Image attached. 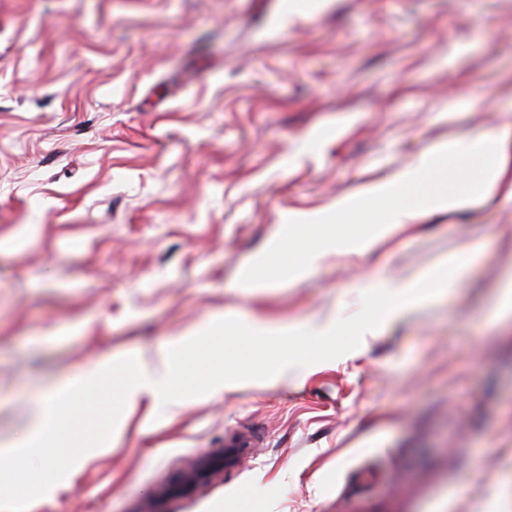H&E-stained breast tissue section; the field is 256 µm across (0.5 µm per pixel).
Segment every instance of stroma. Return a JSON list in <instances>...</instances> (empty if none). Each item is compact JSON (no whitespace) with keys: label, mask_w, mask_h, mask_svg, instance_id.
Segmentation results:
<instances>
[{"label":"stroma","mask_w":512,"mask_h":512,"mask_svg":"<svg viewBox=\"0 0 512 512\" xmlns=\"http://www.w3.org/2000/svg\"><path fill=\"white\" fill-rule=\"evenodd\" d=\"M512 122V0H0V448L94 360L163 357L225 314L316 325L475 251L438 300L333 360L126 404L26 512H512V202L420 213L372 254L302 261L327 211L429 146ZM256 446L187 494L233 439ZM234 458V450H229L226 453L222 450L215 454L203 456L190 472L181 477L175 490L178 492L189 491L197 484L208 479L215 471L231 463Z\"/></svg>","instance_id":"stroma-1"}]
</instances>
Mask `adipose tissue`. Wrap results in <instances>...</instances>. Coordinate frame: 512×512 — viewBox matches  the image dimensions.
Masks as SVG:
<instances>
[{
	"instance_id": "ef3b65f1",
	"label": "adipose tissue",
	"mask_w": 512,
	"mask_h": 512,
	"mask_svg": "<svg viewBox=\"0 0 512 512\" xmlns=\"http://www.w3.org/2000/svg\"><path fill=\"white\" fill-rule=\"evenodd\" d=\"M452 158L467 163L482 159L480 176L465 179L462 186L451 193H427L415 206L402 201V193L420 186ZM491 193L512 199L511 123L502 125L484 139L462 137L430 147L413 163L403 167L394 179L369 187L359 204L343 200L331 211L293 216L285 227V239H292L296 228L307 225L320 235L317 247L309 251L301 263L283 268L275 275L250 269L238 286L255 294L276 287L286 278L307 275L328 253H370L378 242L413 221L418 212L456 210L475 196ZM184 376L178 361L168 358L157 363L141 360L124 387L123 397L132 403L147 397L163 404L169 411H177L180 401L176 388Z\"/></svg>"
}]
</instances>
